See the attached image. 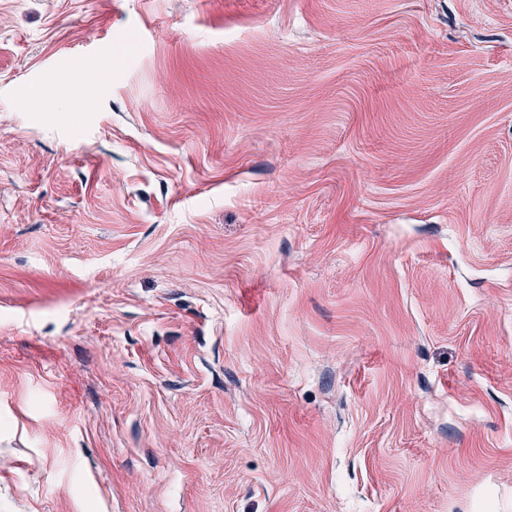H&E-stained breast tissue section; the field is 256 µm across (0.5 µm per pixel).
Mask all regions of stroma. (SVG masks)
<instances>
[{
  "mask_svg": "<svg viewBox=\"0 0 512 512\" xmlns=\"http://www.w3.org/2000/svg\"><path fill=\"white\" fill-rule=\"evenodd\" d=\"M1 458L0 512H512V0H0ZM38 91V96L50 102L57 96H63L65 106L57 112H63L66 115H72L73 112H91L94 108L95 100L91 91L81 82L75 81L67 86H57L51 81Z\"/></svg>",
  "mask_w": 512,
  "mask_h": 512,
  "instance_id": "35a3bbf8",
  "label": "stroma"
}]
</instances>
